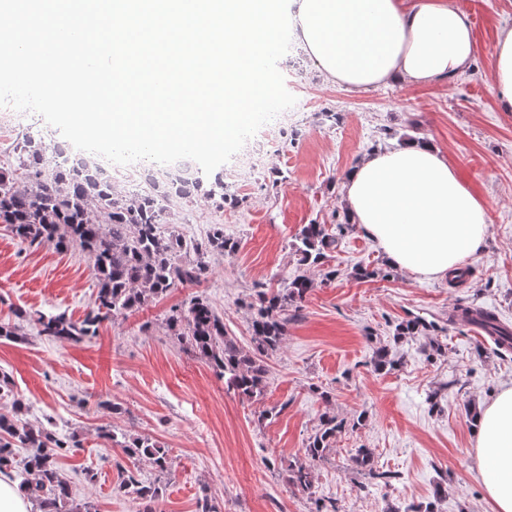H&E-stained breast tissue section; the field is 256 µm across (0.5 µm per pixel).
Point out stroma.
<instances>
[{"label": "stroma", "mask_w": 512, "mask_h": 512, "mask_svg": "<svg viewBox=\"0 0 512 512\" xmlns=\"http://www.w3.org/2000/svg\"><path fill=\"white\" fill-rule=\"evenodd\" d=\"M474 31L476 53L466 73L427 87L393 84L361 93L327 81L315 60L291 46L278 62L297 102L259 167L225 169L238 202L216 209L198 199L174 200L166 233L204 240L224 227L240 247L206 258L209 274L196 289L175 288L139 311L103 322L78 343L38 337L0 342V370L29 405L27 422L60 434L78 432L83 446L61 457L76 499L99 512H143L144 501L119 492L122 471L165 493L155 512H197L208 498L217 512H491L475 470L471 414L512 384V352L497 348L457 310L480 307L512 328V112L496 103L488 62L498 28L512 27V0H454ZM425 140L447 152L460 177L487 207L489 233L465 262L468 276L419 279L391 268L382 250L350 223L342 200L349 169L376 150ZM328 231L344 225L327 264H300L292 243L302 225ZM370 270L359 279L357 268ZM309 277L313 286L288 310V332L267 361L265 394L248 401L228 390L206 363L184 352L165 317L192 292L206 296L229 334L250 348V309L257 291ZM97 288L88 255L21 243L0 226V319L13 309L66 313L81 319ZM420 321V335L396 337L402 321ZM386 347L393 368L376 370ZM119 405L116 413L102 401ZM352 421L313 466V491L287 481L304 462L309 437L325 413ZM115 437L143 435L168 449L171 467L104 447L98 429ZM371 449L379 478L356 467L357 449Z\"/></svg>", "instance_id": "35a3bbf8"}]
</instances>
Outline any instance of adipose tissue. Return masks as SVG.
Here are the masks:
<instances>
[{
  "instance_id": "adipose-tissue-1",
  "label": "adipose tissue",
  "mask_w": 512,
  "mask_h": 512,
  "mask_svg": "<svg viewBox=\"0 0 512 512\" xmlns=\"http://www.w3.org/2000/svg\"><path fill=\"white\" fill-rule=\"evenodd\" d=\"M297 44L333 83L351 92L396 82L429 86L467 71L475 42L452 0H290ZM498 103L512 112V28L490 60ZM343 198L352 222L396 269L440 278L472 257L488 230L482 200L445 152L412 141L362 158ZM478 475L492 512H512V385L478 409Z\"/></svg>"
}]
</instances>
